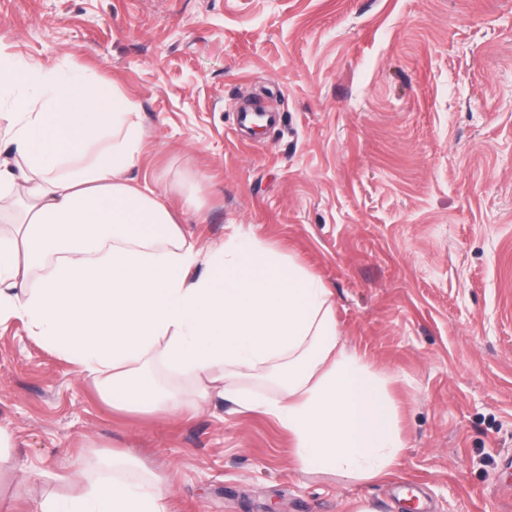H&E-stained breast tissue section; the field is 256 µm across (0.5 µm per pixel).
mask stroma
Wrapping results in <instances>:
<instances>
[{"label":"stroma","instance_id":"obj_1","mask_svg":"<svg viewBox=\"0 0 512 512\" xmlns=\"http://www.w3.org/2000/svg\"><path fill=\"white\" fill-rule=\"evenodd\" d=\"M14 60L93 71L142 116L131 175L313 271L387 381L405 443L382 481L301 473L272 418L153 363L187 401L118 411L18 318L0 323V512L124 452L171 512H512V0H0ZM275 113L240 131L246 107Z\"/></svg>","mask_w":512,"mask_h":512}]
</instances>
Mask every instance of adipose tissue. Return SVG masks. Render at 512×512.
Masks as SVG:
<instances>
[{
    "instance_id": "1",
    "label": "adipose tissue",
    "mask_w": 512,
    "mask_h": 512,
    "mask_svg": "<svg viewBox=\"0 0 512 512\" xmlns=\"http://www.w3.org/2000/svg\"><path fill=\"white\" fill-rule=\"evenodd\" d=\"M0 115L18 168L0 164V201L22 203L19 238L0 237V320L26 321L119 409L180 402L145 370L151 357L198 378L199 399L276 362L286 396L241 395L291 436L302 473L372 481L404 443L385 378L341 345L329 288L246 236L199 253L168 207L128 172L144 150L137 108L76 68L0 59ZM108 477L42 512H169L164 479L106 461Z\"/></svg>"
}]
</instances>
